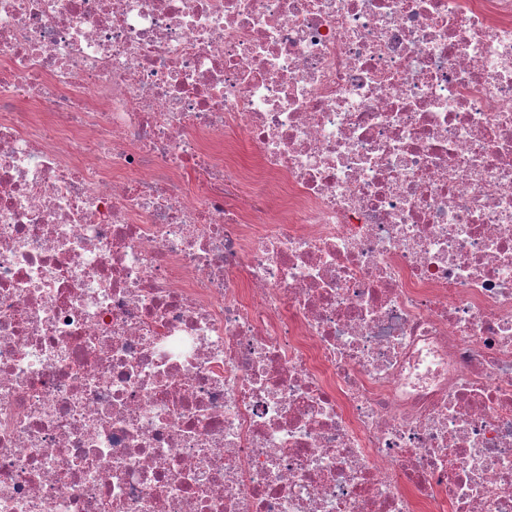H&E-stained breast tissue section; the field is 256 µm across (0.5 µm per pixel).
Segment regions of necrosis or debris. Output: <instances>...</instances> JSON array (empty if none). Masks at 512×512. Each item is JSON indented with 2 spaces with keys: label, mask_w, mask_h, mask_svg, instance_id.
<instances>
[{
  "label": "necrosis or debris",
  "mask_w": 512,
  "mask_h": 512,
  "mask_svg": "<svg viewBox=\"0 0 512 512\" xmlns=\"http://www.w3.org/2000/svg\"><path fill=\"white\" fill-rule=\"evenodd\" d=\"M0 512H512V0H0Z\"/></svg>",
  "instance_id": "obj_1"
}]
</instances>
